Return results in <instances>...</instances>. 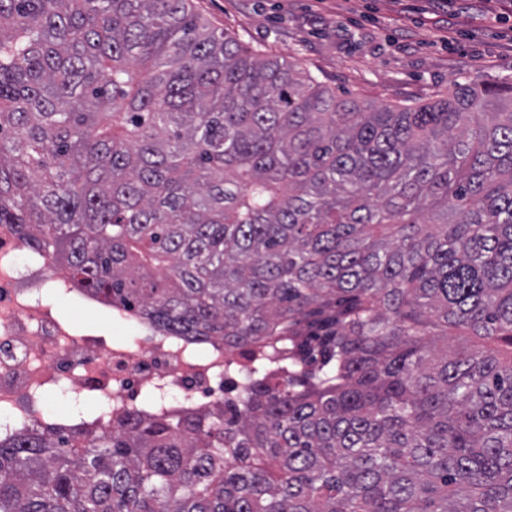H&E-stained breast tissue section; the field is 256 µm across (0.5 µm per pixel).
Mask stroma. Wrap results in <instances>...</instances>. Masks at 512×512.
Instances as JSON below:
<instances>
[{"instance_id": "1", "label": "stroma", "mask_w": 512, "mask_h": 512, "mask_svg": "<svg viewBox=\"0 0 512 512\" xmlns=\"http://www.w3.org/2000/svg\"><path fill=\"white\" fill-rule=\"evenodd\" d=\"M244 46L296 59L337 96L406 106L454 83L512 82V0H194ZM78 331L127 340L117 318L50 296Z\"/></svg>"}]
</instances>
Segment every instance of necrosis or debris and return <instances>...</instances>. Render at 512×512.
Instances as JSON below:
<instances>
[{"label": "necrosis or debris", "mask_w": 512, "mask_h": 512, "mask_svg": "<svg viewBox=\"0 0 512 512\" xmlns=\"http://www.w3.org/2000/svg\"><path fill=\"white\" fill-rule=\"evenodd\" d=\"M76 295V284L47 253L27 248L17 227L0 225V437L38 427L101 428L151 415L142 395L154 388L161 410L177 417L223 407L234 399L246 360L220 340L166 336L144 318L129 316L132 343L80 334L44 300L46 289ZM60 388L99 402L90 416L45 420L42 394Z\"/></svg>", "instance_id": "necrosis-or-debris-1"}]
</instances>
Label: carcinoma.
<instances>
[{"label": "carcinoma", "instance_id": "carcinoma-1", "mask_svg": "<svg viewBox=\"0 0 512 512\" xmlns=\"http://www.w3.org/2000/svg\"><path fill=\"white\" fill-rule=\"evenodd\" d=\"M0 224L256 351L227 410L0 442V512H512V83L336 97L191 0H0Z\"/></svg>", "mask_w": 512, "mask_h": 512}]
</instances>
